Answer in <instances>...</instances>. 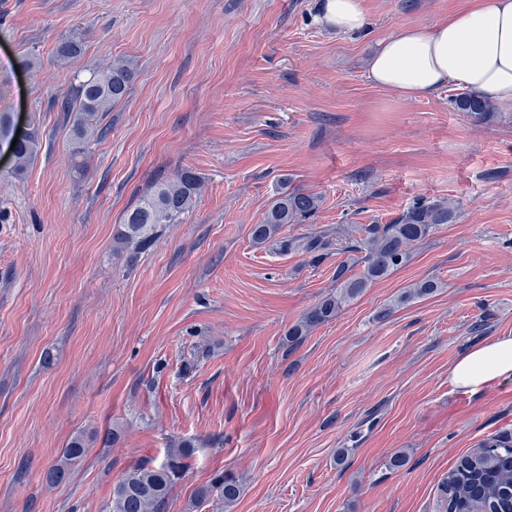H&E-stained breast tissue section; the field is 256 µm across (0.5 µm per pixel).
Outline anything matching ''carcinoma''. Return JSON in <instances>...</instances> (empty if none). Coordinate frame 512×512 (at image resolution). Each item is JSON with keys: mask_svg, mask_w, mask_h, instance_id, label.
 I'll list each match as a JSON object with an SVG mask.
<instances>
[{"mask_svg": "<svg viewBox=\"0 0 512 512\" xmlns=\"http://www.w3.org/2000/svg\"><path fill=\"white\" fill-rule=\"evenodd\" d=\"M82 38L72 35L60 39L55 48L58 61L67 63L81 54ZM135 78L134 64L117 58L104 70L94 72L82 81L73 98H64L61 108L74 113L73 135L86 145L106 136L101 125L105 113L129 93ZM454 108L477 121L494 111L492 101L470 92L451 98ZM0 139L14 146L10 151L14 169L23 171L37 157L40 143L32 133L20 136L8 130V116L0 115ZM203 178L190 168L177 171L173 177L155 184L143 195L124 219L117 234L119 251L137 254L155 240L158 228L173 224L190 212L200 197ZM321 206V197L302 190L282 191L271 203L262 221L253 225L252 239L257 244L279 238L280 249L316 253L329 245V234L321 231L300 238L283 237L288 224H300L313 216ZM457 207L447 201L421 199L387 224H363L358 227L355 251L364 252L360 276L348 275L346 264L336 269V292L319 299L288 330V341L296 344L310 331L336 318L343 306L360 295L373 282L405 265L413 246L427 239L439 226L452 224ZM440 288L439 282L425 280L414 284L398 299L405 303L429 296ZM87 440L79 434L71 439L61 458L46 474V482L58 484L69 474L70 467L87 452ZM192 443L179 441L167 451L165 459L151 465L147 462L130 466L113 487L108 512H165L170 491L187 468ZM442 512H512V432L501 431L483 439L476 448L460 457L442 482ZM241 493L240 483L229 476L198 493L202 501L217 497L226 507L232 506Z\"/></svg>", "mask_w": 512, "mask_h": 512, "instance_id": "carcinoma-1", "label": "carcinoma"}]
</instances>
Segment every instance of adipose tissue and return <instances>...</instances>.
<instances>
[{"label": "adipose tissue", "mask_w": 512, "mask_h": 512, "mask_svg": "<svg viewBox=\"0 0 512 512\" xmlns=\"http://www.w3.org/2000/svg\"><path fill=\"white\" fill-rule=\"evenodd\" d=\"M319 20L342 33L362 31L363 0H322ZM374 86L415 99L457 85L512 103V0H472L432 25L407 24L381 40L368 60ZM455 387L476 393L512 380V334L495 336L448 369Z\"/></svg>", "instance_id": "1"}]
</instances>
